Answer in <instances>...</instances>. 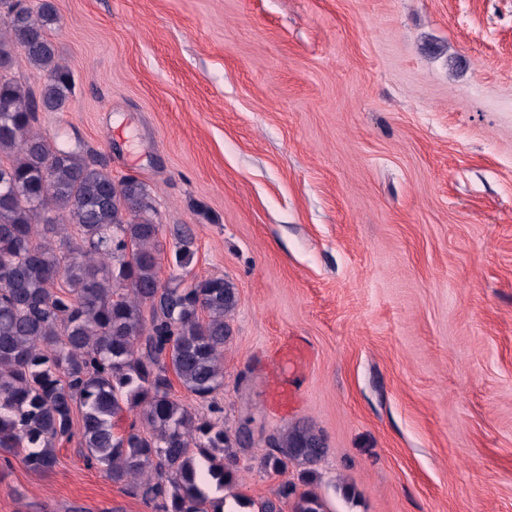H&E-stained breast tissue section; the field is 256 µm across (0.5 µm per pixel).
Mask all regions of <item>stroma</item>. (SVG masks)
Wrapping results in <instances>:
<instances>
[{"label": "stroma", "mask_w": 512, "mask_h": 512, "mask_svg": "<svg viewBox=\"0 0 512 512\" xmlns=\"http://www.w3.org/2000/svg\"><path fill=\"white\" fill-rule=\"evenodd\" d=\"M51 3L73 88L38 127L145 183L162 279L238 292L239 493L273 496L267 441L306 422L329 512H512V0ZM56 450L0 464V512H152Z\"/></svg>", "instance_id": "stroma-1"}]
</instances>
